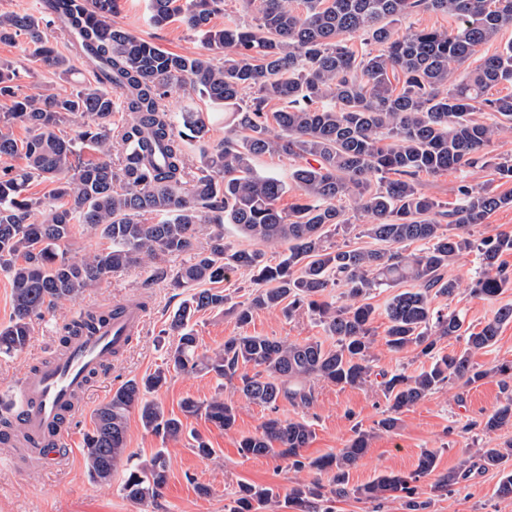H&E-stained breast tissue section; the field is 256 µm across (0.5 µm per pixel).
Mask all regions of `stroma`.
Returning a JSON list of instances; mask_svg holds the SVG:
<instances>
[{"label":"stroma","mask_w":512,"mask_h":512,"mask_svg":"<svg viewBox=\"0 0 512 512\" xmlns=\"http://www.w3.org/2000/svg\"><path fill=\"white\" fill-rule=\"evenodd\" d=\"M148 5L149 0H118L112 21L167 51L184 55L204 53L201 36L182 22L175 20L159 28L152 26ZM24 47L21 41L0 42V63L11 65L19 73L18 96L50 92L63 95L76 85L95 84L96 68L89 60L72 58L74 73L65 79L35 62ZM463 180L476 186L492 182L498 191L512 192V182L494 181L487 171L448 170L419 176L422 190L448 207L454 205V190ZM191 259L188 253L172 255L149 267L137 265L112 274L77 300L62 303L33 318L30 345L13 357L0 358L1 413L9 410L27 371L58 352L59 330L65 322L81 311L118 301L139 299L145 303L148 320L143 332L113 359L109 369L96 377L86 394L84 411L64 442L73 451L70 459L62 463L51 460L40 467L12 465L4 459L11 452V445L0 444V512H224L225 505L244 482L286 494L296 483L313 480V473L294 471L286 460L278 457L247 458L238 451L242 437L255 433L273 414L312 423L315 436L302 451L307 458L339 452L353 438L355 430L371 432L365 456L350 471V484L354 487L384 473L413 471L426 450L436 451L437 469L444 473L456 469L469 451L486 439L499 444L512 442V428L498 430L488 437L480 427L486 416L507 397L500 376L492 374L491 369L512 362V323H509L502 326L493 347L475 356L478 364L489 369L487 378L467 387L451 385L428 396L406 410L398 427L391 432L375 427L386 408L379 387L380 376L401 370L418 372L424 361L410 349L390 352L380 341L373 349V374L367 384L344 389L317 384L316 401L308 408L283 401L273 413L240 397L228 380L204 373L170 374L155 397L167 413L181 417L182 436L172 440L145 430L137 413H130L128 418L127 448L135 461L148 460L160 449L168 457L167 482L157 504L133 503L120 492L118 484L91 481L84 464L83 440L93 428L94 411L125 381L152 373L163 364L169 319L188 295L187 289L173 287L172 280ZM504 304H512V289L494 301L465 292L451 302L443 298L434 302L437 308L460 311L466 326L474 330L481 329L492 319L498 306ZM193 324L199 350L208 354L221 349L229 337L243 333L277 336L298 343L309 340L327 346L333 343L308 316L290 320L277 309L255 311L245 325L238 324L234 315L206 311L199 313ZM217 395L233 401L237 407L232 430L217 428L201 416L183 415L181 405L185 400L206 401ZM198 436L214 448V456L205 457L194 450V439ZM498 480L493 470L473 473L454 492L433 494L430 512H512V499H502L496 494Z\"/></svg>","instance_id":"stroma-1"}]
</instances>
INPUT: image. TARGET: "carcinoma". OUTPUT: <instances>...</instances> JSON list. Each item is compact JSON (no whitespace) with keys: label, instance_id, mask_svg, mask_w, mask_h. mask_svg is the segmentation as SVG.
Masks as SVG:
<instances>
[{"label":"carcinoma","instance_id":"carcinoma-1","mask_svg":"<svg viewBox=\"0 0 512 512\" xmlns=\"http://www.w3.org/2000/svg\"><path fill=\"white\" fill-rule=\"evenodd\" d=\"M116 2L50 0L52 18L74 39L75 53L95 63L99 80L112 91L26 96L0 114V123L20 121L29 130L23 141L0 132V158L23 160L18 168L0 169V269L10 276L13 299L10 322L0 327V356L30 344L31 320L43 311L127 267L190 252L199 233L209 230L208 250L195 253L176 275V285L192 292L171 317L175 341L163 366L125 382L95 411L83 448L92 481L107 485L121 469L127 499L157 502L167 459L159 450L147 463H131L127 419L135 410L146 430L182 434V421L151 397L172 372L235 378L241 397L272 412L281 400L310 407L318 381L340 388L366 383L376 342L370 295L404 283L412 287L390 296L384 307V345L392 352L410 348L427 366L415 375H383L387 408L377 429H396L403 410L452 382L469 386L494 372L512 392V364L488 370L473 361L512 322V305L499 307L478 331L464 327L456 311L433 307L436 298L451 302L459 294L461 281L448 276V268L473 251L481 265L471 295L494 300L512 288V271L501 260L512 252V234L477 241L464 232L512 205V193L462 182L455 205L445 210L418 181L423 172L461 168L487 169L512 181V155L494 149L512 133V94L492 93L512 83V42L483 57L465 78H453L478 48L512 27V0H246L257 12L255 25L230 20L221 29L210 21L222 0H150L151 24L180 17L209 50L224 55L221 65L205 54L169 52L112 24ZM420 13H440L453 25L394 35L393 24ZM21 36L43 67L72 72L70 58L47 46L39 19L0 14V42ZM17 78L14 68L0 65V95H14ZM178 82L224 107V141L206 144L208 113L167 108L165 98ZM114 93L125 112L116 162ZM271 101L283 107L270 116ZM66 125L77 127L74 136L62 134ZM193 141L200 144L195 167L186 149ZM86 146L99 154L96 162H80ZM265 155L294 161L290 179L299 197L287 211L278 206L286 183L257 169ZM34 179L55 184L56 203L44 207L25 195ZM349 210L365 219L361 234L383 247L331 242L350 229ZM147 216L154 223H146ZM226 224L256 242L284 244L286 252L272 263L260 250L235 248L224 242ZM78 227L106 247L80 260L69 256ZM239 270L250 272L256 284L243 302L230 303L216 287L197 288ZM226 305L241 324L261 309L278 308L288 318L306 314L335 344L244 334L211 355L198 353L191 320ZM104 316L87 311L71 320L62 343ZM446 337L464 340L465 347L444 352ZM182 411L224 430L236 422V406L221 396L187 399ZM505 427H512V395L486 417L483 430ZM313 437L309 422L277 416L243 437L241 455L277 456L317 478L296 484L283 500L271 488L242 483L227 512H333L324 503L351 493L370 501L401 499L408 512H426L430 501L420 499L421 480L434 474L430 490L450 493L474 469L499 470L497 494L512 499V443L488 441L457 469L439 474L437 453L424 451L412 472L381 474L351 488L350 471L367 452L369 433L355 431L337 454L306 458L302 449ZM325 474L331 475L326 485Z\"/></svg>","mask_w":512,"mask_h":512}]
</instances>
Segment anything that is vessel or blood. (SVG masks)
<instances>
[{
  "label": "vessel or blood",
  "instance_id": "vessel-or-blood-1",
  "mask_svg": "<svg viewBox=\"0 0 512 512\" xmlns=\"http://www.w3.org/2000/svg\"><path fill=\"white\" fill-rule=\"evenodd\" d=\"M147 320L146 310L128 303L87 336L74 337L67 349L26 375L11 409L23 438L22 447L38 461L63 460L60 446L81 415L84 398L102 365L125 349Z\"/></svg>",
  "mask_w": 512,
  "mask_h": 512
}]
</instances>
